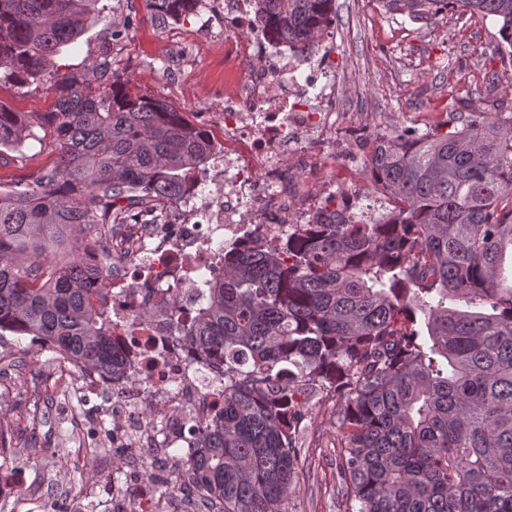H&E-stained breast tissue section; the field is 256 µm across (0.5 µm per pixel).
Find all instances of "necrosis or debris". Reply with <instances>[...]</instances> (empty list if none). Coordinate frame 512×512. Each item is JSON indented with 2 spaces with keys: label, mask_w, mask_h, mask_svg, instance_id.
Segmentation results:
<instances>
[{
  "label": "necrosis or debris",
  "mask_w": 512,
  "mask_h": 512,
  "mask_svg": "<svg viewBox=\"0 0 512 512\" xmlns=\"http://www.w3.org/2000/svg\"><path fill=\"white\" fill-rule=\"evenodd\" d=\"M254 3L210 2L226 29L224 110L204 133L214 162L224 168L223 189L210 190L207 178H198L176 217L152 224L142 214L111 243L96 235L86 242L87 264L112 262L109 287L91 288L89 298L110 317L123 368L113 375L87 371L63 350L55 352L54 362L61 379L75 378L80 401L111 394L112 403L101 408L100 416L108 421L117 448L176 457V448L159 439L155 421L144 418V403H152L157 416L179 431L205 426L217 409L213 387L222 378V365L187 347L176 331V313L194 315L203 293L186 275L188 265L210 269L219 265L225 246L257 236L274 244L288 225L320 215L351 221L360 201L353 194L339 198L331 193L309 202L306 211H294L307 186L294 176V168L282 164V154L293 150L294 167L307 169L351 148L336 136V62L325 56L308 74H300L301 61L287 45L254 29ZM172 297L178 309H171Z\"/></svg>",
  "instance_id": "obj_1"
}]
</instances>
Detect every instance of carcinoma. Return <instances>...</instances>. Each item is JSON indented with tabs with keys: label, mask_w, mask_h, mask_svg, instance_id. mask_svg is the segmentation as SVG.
<instances>
[{
	"label": "carcinoma",
	"mask_w": 512,
	"mask_h": 512,
	"mask_svg": "<svg viewBox=\"0 0 512 512\" xmlns=\"http://www.w3.org/2000/svg\"><path fill=\"white\" fill-rule=\"evenodd\" d=\"M174 19L201 0H146ZM428 19L461 9L500 25L512 0H382ZM100 0H0V69L17 82L63 78L56 57ZM255 23L306 49L333 0H257ZM58 160L0 191V331L35 336L110 371L105 310L87 285L112 266L46 258L63 229L125 223L155 200L175 205L211 157L200 129L167 102L106 86L60 101ZM35 137L0 106V149ZM370 179L396 208L383 224H290L278 247L224 248L197 275L203 303L177 320L224 365V403L184 438L180 483L191 512H288L303 409L338 402L336 462L348 512H512V111L451 112L424 135L373 136Z\"/></svg>",
	"instance_id": "1"
}]
</instances>
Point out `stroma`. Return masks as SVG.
<instances>
[{
  "label": "stroma",
  "instance_id": "1",
  "mask_svg": "<svg viewBox=\"0 0 512 512\" xmlns=\"http://www.w3.org/2000/svg\"><path fill=\"white\" fill-rule=\"evenodd\" d=\"M105 10L78 42L65 48L59 62L63 83L19 84L0 81V106L28 113L35 138L13 150L0 151V189L33 181L57 156L55 132L46 118L58 101L79 88L96 94L103 86L126 83L139 94L170 104L191 123L218 119L224 101L223 19L199 7L188 19L175 20L149 11L145 0H104ZM336 22L330 48L336 74L355 75L344 84L337 122L372 113L379 126L409 129L447 121L466 107H491L503 98L492 89L493 77L512 78V57L499 50V27L460 10L426 21L386 11L381 0H336ZM183 58L195 78L178 83L176 58ZM354 151L336 163L314 166L309 179L324 178L327 190L363 195L368 176L347 185L336 181V168L362 165ZM11 363L20 381L13 392H0V414L14 415L9 436L13 453L0 457V470L16 472L35 497L1 502L0 512H55L70 493L94 488L91 505L71 512H110L112 452L86 454L71 440L76 419L62 396L46 395L41 383L51 368V352L28 336L12 339ZM305 449L288 502L290 512H346L347 502L336 476V402L310 403Z\"/></svg>",
  "mask_w": 512,
  "mask_h": 512
}]
</instances>
